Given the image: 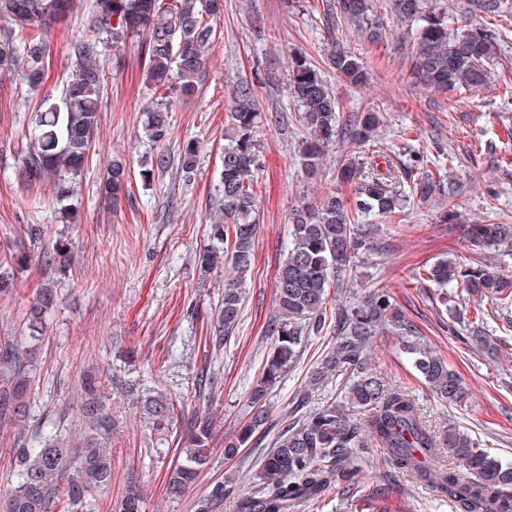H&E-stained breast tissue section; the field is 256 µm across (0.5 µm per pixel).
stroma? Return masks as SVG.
<instances>
[{
	"mask_svg": "<svg viewBox=\"0 0 512 512\" xmlns=\"http://www.w3.org/2000/svg\"><path fill=\"white\" fill-rule=\"evenodd\" d=\"M211 25L214 40L197 95L191 105L172 104L168 136L159 144L143 134L145 109L156 100L146 80L143 37L114 46L99 43L105 72L100 118L72 224L61 222L49 183H23L17 172L42 98L62 100L73 72L72 44L79 38L97 41L87 10L52 29L40 92L30 91L16 72H0V257L30 224L43 227L45 244H54L61 235L74 242L72 266L64 279L35 263L20 275L11 295H0L3 338L23 332L24 310L37 288L52 282L58 291L33 386L37 409L59 414L63 427L75 428L78 379L83 371L97 369L121 378L141 376L147 386L178 403L181 418L203 409L214 416L215 449L207 465L192 489L172 499L165 473L177 453L175 438L148 431L139 405L119 386L106 387L114 422L112 482L82 512H110L133 479L142 489L144 512H195L196 500L209 485L228 474L236 480L237 493L225 499L224 512H238V497L249 491V476L272 439L252 440L232 458L225 457L224 444L250 415L248 392L273 341L269 325L275 311L274 281L288 241V217L335 184L342 154L339 146H329L316 175L303 168L300 108L286 87L288 54L297 47L314 64H322L334 34L360 53L370 73L369 82L359 87L327 72L341 112L374 108L381 114L377 135L362 148V159L382 169L399 166L401 135L413 131L411 148L426 155L423 165L412 169L413 178L429 172L452 175L455 194L438 192L426 201L411 200L395 221L383 222L378 236L387 248L383 260L377 265L365 262L347 288L331 292L330 302L344 303L367 287L386 289L423 339L460 375L468 397L459 405L437 402L416 379L391 335L377 336L371 343V367L415 397L435 432L460 428L492 455L512 462V306L458 297L469 308L483 310L490 333L498 338V349L490 357L449 334V315L437 305L434 284L418 278L441 259L465 264L476 259L512 275V247L475 251L464 234L468 224L512 223V102L499 94L501 83L512 81V26L501 32L502 64L488 85L444 95L414 84L405 59V28L388 26L382 40L368 44L328 24L321 0H224ZM242 80L255 84L263 114L255 186L259 231L237 333L224 349L208 353L204 338L224 275L215 273L209 287H200L196 257L209 243L225 117L232 89ZM190 143L197 147V163L187 174L180 154ZM159 154L168 158V167L142 178L143 161ZM117 158L126 160L131 170V192L108 214L99 205V186L108 163ZM449 210L456 212L457 221L442 223V214ZM333 340L330 333L311 338L269 397L271 419L286 414L297 394L309 393L312 410L335 396L334 380L310 383ZM207 359L224 375V393L212 406L192 386ZM362 480L363 492H333L320 505L307 503L297 512H453L446 498L394 470L380 448L371 449Z\"/></svg>",
	"mask_w": 512,
	"mask_h": 512,
	"instance_id": "obj_1",
	"label": "stroma"
}]
</instances>
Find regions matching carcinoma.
<instances>
[{
	"mask_svg": "<svg viewBox=\"0 0 512 512\" xmlns=\"http://www.w3.org/2000/svg\"><path fill=\"white\" fill-rule=\"evenodd\" d=\"M427 2L330 0L327 11L336 27L374 43L382 37L380 9L384 8L409 27L406 59L416 84L445 92L484 87L488 67L497 64V32L472 24L470 18L512 20V0H466L465 8L455 15L430 9ZM78 4L79 0H0V21L8 24L11 40V47L0 48V70L21 68L27 86L39 90L49 55L46 33L67 21ZM222 10L223 0H93L91 21L113 45L134 35L148 36L144 46L147 82L187 102L193 99L214 35L204 14L214 16ZM97 56L96 43H73L74 70L62 105L43 100L45 109L35 115L30 149L18 170L28 184L53 183L64 224L74 220L70 200L89 164L99 121L104 74ZM327 66L354 86H363L369 79L361 58L340 43L327 55ZM287 88L302 108L301 122L307 134L301 140L300 155L307 172L318 170L325 148L336 140L347 145L353 155L374 139L379 113L368 110L340 118L336 97L320 69L300 51L288 57ZM169 104L165 99L148 109L144 130L153 142L168 134L164 112ZM260 122L257 90L252 83L241 81L234 89L224 128L216 209L208 229L210 244L198 255L204 278L226 264L236 273L224 283L211 316L213 330L208 340L219 348L231 342L240 324L245 302L242 275L248 273L254 259V173L260 161ZM401 173L406 169L390 167L384 173H367L345 158L337 181L358 182L354 198L345 199L333 185L318 204L291 213L288 243L275 275L273 342L249 395L253 414L235 438L225 443V455L236 456L268 424L270 389L298 361L309 339L330 326L329 290L361 260L383 256L376 241L378 225L369 219L391 218L403 211L407 196L400 191ZM440 186V178L428 174L413 183V195L425 200ZM129 193L127 166L115 162L100 188L101 203L111 207ZM467 234L472 245L481 249L512 245V224H470ZM25 235L26 241H18L10 257L0 259V292L13 288L18 275L35 261L63 277L69 270V244L42 245L37 251L41 230L30 226ZM425 275L440 288L438 302L451 311L448 333L466 330L469 336L465 340L472 345L494 349L492 337L481 330L483 324L466 318L460 306L449 305L450 289L461 288L469 296L506 304L512 302V280L481 264L458 265L449 260L425 270ZM57 303L56 289H36L26 310L24 334L0 342V428L17 429L10 457L14 481L6 492L4 512H74L112 479V449L104 446L112 433V411L104 391V380H112L111 374L103 379L88 374L81 379L79 408L84 429L79 436L60 427L50 413L35 415L31 390L37 346L45 318ZM382 331L399 338L418 379L435 397L445 403L464 401L467 389L458 374L422 340L388 292L373 288L336 307L335 341L311 379L315 385L329 377L336 379L342 396L323 402L278 432L252 475L250 491L239 499L238 512H295L301 503L319 502L334 489L350 493L360 482L365 450L374 444L394 469L433 488L454 505L455 512H512V464L490 455L479 442L455 428L439 439L423 420L413 395L372 372L367 346ZM117 383L142 402L146 426L154 431L172 429L178 409L171 398L139 378ZM196 388L204 400L216 401L224 393V380L216 372L203 371L196 377ZM351 410L367 413V419L354 421ZM186 434L190 447L166 476L172 496L184 494L195 484L208 462L213 450V419L195 417ZM444 447L459 461V468L442 464ZM232 486L231 477L211 485L197 501L196 512H218L224 497L233 493ZM112 512H142L139 488L129 486L113 504Z\"/></svg>",
	"mask_w": 512,
	"mask_h": 512,
	"instance_id": "obj_1",
	"label": "carcinoma"
}]
</instances>
